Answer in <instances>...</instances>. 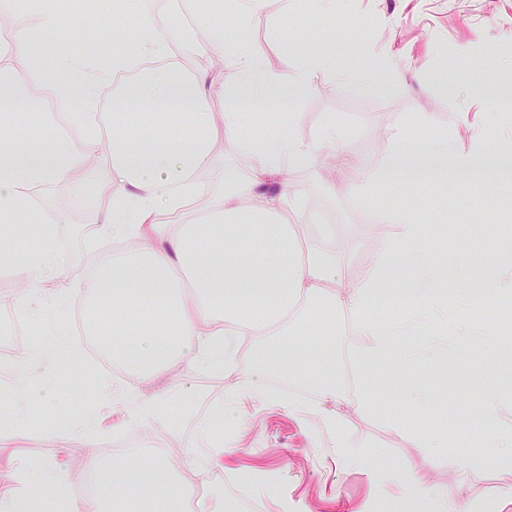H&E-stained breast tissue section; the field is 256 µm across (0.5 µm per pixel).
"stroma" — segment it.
<instances>
[{
	"label": "stroma",
	"instance_id": "35a3bbf8",
	"mask_svg": "<svg viewBox=\"0 0 512 512\" xmlns=\"http://www.w3.org/2000/svg\"><path fill=\"white\" fill-rule=\"evenodd\" d=\"M214 20L227 36L247 37L275 71L292 72L301 53L308 52L334 58L352 75L342 81L320 71L312 92L292 95L274 108L258 103L245 114L248 131L257 134L278 127L307 140L325 121L341 128L340 148L352 156L354 167L337 172L334 154L326 152L284 175L316 218L327 210L336 212L341 275L362 280L387 249L391 285L404 287L413 256L394 245V225L404 215H415L428 226L429 251L448 253L443 275L454 299L467 308L475 328L492 329L495 335L480 347L462 343L444 355L431 352L424 332L401 337L393 357L360 386L351 384L342 365H335L336 384L346 390L336 410L348 442L375 454L371 470L331 447V431L320 417L289 412L290 390L308 393L311 385L261 369L253 349L239 357L235 374L224 377L198 372L186 361L176 363L145 387L173 396L170 415L176 427H158L154 434L159 441H172L174 474L186 473L198 452L195 420L185 415L179 393L196 392L198 411L204 414L236 392L240 377L251 376L279 391L280 400L269 406L245 400L225 418L233 441L208 483L193 485L195 506L220 497L229 510L243 493L258 512H400L406 491L399 471L409 463L434 495L466 500L469 512H483L486 501L490 512H512V504L503 505L496 492V440L484 449L489 466L468 482L448 470L441 453L421 455L380 419L386 413L413 420L419 430L433 424L452 432L463 416L479 410L484 390H495L512 404V320L489 309L483 293L495 268L512 262V185L494 174L476 180L430 172L402 186L386 174L393 151L390 134L396 130L416 149L443 136L465 148L480 135L489 150L512 151V0H336L332 16L322 15L310 0H290L285 8L267 0L263 10L249 16L247 28H240L238 15L229 11ZM153 23L173 35L181 51H189L194 26L187 0H162ZM380 53L390 54L387 67L375 64ZM452 96L477 114L476 126L458 125L448 109ZM422 112L430 113L431 125H416ZM91 184L110 186L108 162L95 168L92 180L78 173L37 192L39 205L62 217L52 244L72 261L70 276L58 280L63 293L112 249L111 241L85 230L82 211L70 204ZM108 383L105 377L93 380L76 373L58 382L51 372L34 373L27 382L25 408L42 424L27 427L22 436L0 430V482L11 480L13 464L22 457L63 459L68 472L82 478L91 455L105 450L64 449L57 417L78 412L87 394L95 395L98 413L111 414ZM363 398L373 401L374 411L356 410Z\"/></svg>",
	"mask_w": 512,
	"mask_h": 512
}]
</instances>
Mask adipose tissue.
<instances>
[{"label":"adipose tissue","instance_id":"ef3b65f1","mask_svg":"<svg viewBox=\"0 0 512 512\" xmlns=\"http://www.w3.org/2000/svg\"><path fill=\"white\" fill-rule=\"evenodd\" d=\"M133 4L138 20L135 35L113 32L112 64L104 67L84 49L97 36V29L72 30L68 22L76 12L66 8L63 0H0V15L20 21L7 49L0 51V100L22 97V90L13 83L20 71L33 87L46 93L56 110L55 116L44 115L33 123L27 115L37 111L36 102H29L24 115L9 107L0 109V229L37 243L32 254L22 258L0 249V266L17 268L25 280L15 300L20 310H28L35 302L59 309L81 299L87 304L86 323L94 328L102 309H110L112 356L133 370L140 384L166 372L172 360L182 356L204 372H233L246 338L258 336L269 339L262 365L288 376L306 350L300 337L289 333L290 326L300 321L305 304L316 314L343 311L355 319L366 338L365 347L350 355L358 374L380 367L398 337L427 323L434 310L446 314L455 335H473L466 311L444 289L442 267L447 254L434 257L419 247L427 237L426 225L406 218L397 227L399 241L417 248L419 279L414 287L397 290L396 301L409 305L412 314L391 327L366 315L384 291L389 254H380L372 273L353 283L336 271L335 242L301 248L299 229L308 223L310 212L281 177L329 150L336 153L337 170L350 168L351 157L337 149L341 131L327 122L308 141L283 130L255 135L244 130L242 108L251 100H280L290 88L311 91L315 73L335 70L334 60L312 55L293 74L272 71L249 41H227L223 25L214 21L223 0H206L205 7L194 12L195 54L219 65L230 63L232 68L225 80V106L216 113L204 105L211 71L186 73L171 39L152 23L156 0H133ZM48 32L60 37L49 70L33 50ZM142 61L151 63V70L115 93L111 109L115 135L103 138L91 119L100 88L112 83L116 72ZM63 121L79 129L78 147H71L60 135ZM219 127L234 133V152L247 160V173L218 161L215 130ZM432 154L446 163L450 173L466 176L483 167L488 149L478 138L466 149L441 140ZM94 158L109 160L117 192L108 209L86 206V221L111 240L113 251L101 256L97 272L73 294L45 296L44 282L66 276L71 263L63 253L46 246L57 218L35 205L31 192L89 171ZM273 183L278 191H270ZM215 184L223 187V196L203 212L190 210L189 202ZM45 361L89 375L94 372L80 361L72 336L60 335L29 351L10 373L23 378ZM314 392L309 401L289 399V411L320 416L336 429L337 447L347 448L335 411L342 393L330 368L318 374ZM111 393L113 402L124 409L123 419L109 427L97 418L65 419L59 428L65 445L89 448L123 434L132 424H167V396H144L137 387L118 380L113 381ZM245 399L266 404L274 397L262 382L247 376L235 395L199 419L197 437L206 452L185 476L162 485L163 512H189L188 487L209 481L215 462L224 454V443L216 433L225 413L237 410ZM481 406L497 441L506 449L497 464L498 494L512 503V413L494 392L484 393ZM385 422L397 431L411 432L422 454L447 449L449 469L462 477L478 475L487 466L482 452L458 455L462 440H449L445 431H413L398 416L386 417ZM401 481L411 491L404 512H467L462 503L432 502L430 488L414 470H402ZM68 485L62 460H17L13 482L0 484V512H34L38 499Z\"/></svg>","mask_w":512,"mask_h":512}]
</instances>
